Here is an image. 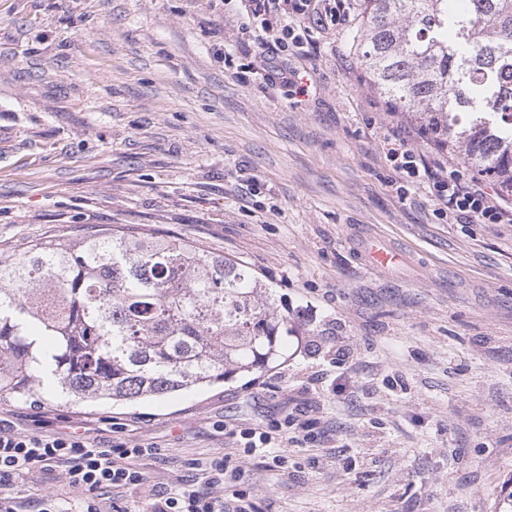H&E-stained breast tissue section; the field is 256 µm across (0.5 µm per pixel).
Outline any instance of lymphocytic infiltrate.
Instances as JSON below:
<instances>
[{
    "label": "lymphocytic infiltrate",
    "mask_w": 512,
    "mask_h": 512,
    "mask_svg": "<svg viewBox=\"0 0 512 512\" xmlns=\"http://www.w3.org/2000/svg\"><path fill=\"white\" fill-rule=\"evenodd\" d=\"M246 18L242 33L262 31L268 40L260 44L261 70L266 84L296 93L300 70L297 60L307 57V27L330 28L350 17L352 0H240ZM387 160L414 178H425L449 223H501L504 208L495 203L484 184L463 180L451 171L448 160L439 156L424 160L408 147L406 138L388 141ZM33 428L23 432L0 425V512H18L12 494L16 477L30 472L60 470L68 486L86 497L83 512H102L101 497L110 495L112 512H132L124 493L143 485L145 475L136 459L159 454L152 444L131 445L119 439L100 443L89 431L73 425H58L35 417ZM200 482L190 483L154 495L150 512H255V505L237 485L240 466L229 456L212 455L193 459ZM232 490L224 501L221 490Z\"/></svg>",
    "instance_id": "1"
}]
</instances>
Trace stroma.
Returning a JSON list of instances; mask_svg holds the SVG:
<instances>
[{"instance_id": "stroma-1", "label": "stroma", "mask_w": 512, "mask_h": 512, "mask_svg": "<svg viewBox=\"0 0 512 512\" xmlns=\"http://www.w3.org/2000/svg\"><path fill=\"white\" fill-rule=\"evenodd\" d=\"M231 0H0V259L112 224L240 259L276 293L291 331L280 365L124 405L0 398L108 438L153 444L150 482L193 480L229 455L257 512H501L512 487V223L452 224L428 185H406L384 143L412 128L350 52L354 21L314 29L307 95L288 97L241 44ZM232 61H225V50ZM384 237L402 263L359 253ZM281 438V468L241 429ZM80 512L57 471L23 476Z\"/></svg>"}]
</instances>
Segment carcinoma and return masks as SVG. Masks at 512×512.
<instances>
[{"label": "carcinoma", "instance_id": "carcinoma-1", "mask_svg": "<svg viewBox=\"0 0 512 512\" xmlns=\"http://www.w3.org/2000/svg\"><path fill=\"white\" fill-rule=\"evenodd\" d=\"M369 84L512 194V0H358ZM243 261L132 228L0 260V397L134 402L286 358L288 319Z\"/></svg>", "mask_w": 512, "mask_h": 512}]
</instances>
